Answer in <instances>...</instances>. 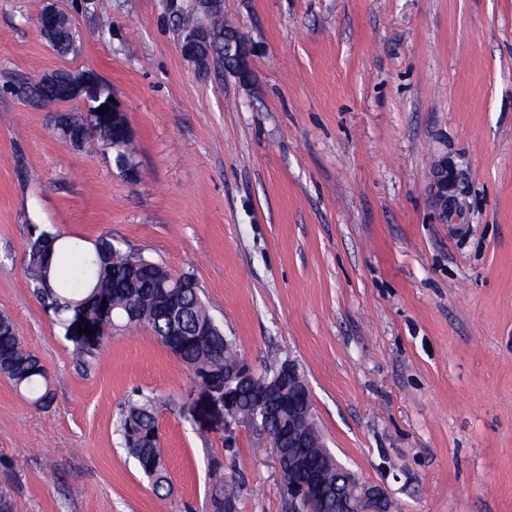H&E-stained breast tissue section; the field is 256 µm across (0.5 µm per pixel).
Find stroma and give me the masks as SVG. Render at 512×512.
Returning a JSON list of instances; mask_svg holds the SVG:
<instances>
[{
  "label": "stroma",
  "instance_id": "stroma-1",
  "mask_svg": "<svg viewBox=\"0 0 512 512\" xmlns=\"http://www.w3.org/2000/svg\"><path fill=\"white\" fill-rule=\"evenodd\" d=\"M0 0V315L44 366L49 410L0 376L12 512H290L268 442L189 411L193 375L149 327L78 357L27 273L34 229L69 254L110 235L192 273L256 373L292 361L327 448L391 512H512V0H224L252 78L202 75L167 0ZM89 71L123 103L138 180L53 130L7 83ZM448 161L443 217L433 197ZM157 401L172 484L156 495L117 430Z\"/></svg>",
  "mask_w": 512,
  "mask_h": 512
}]
</instances>
